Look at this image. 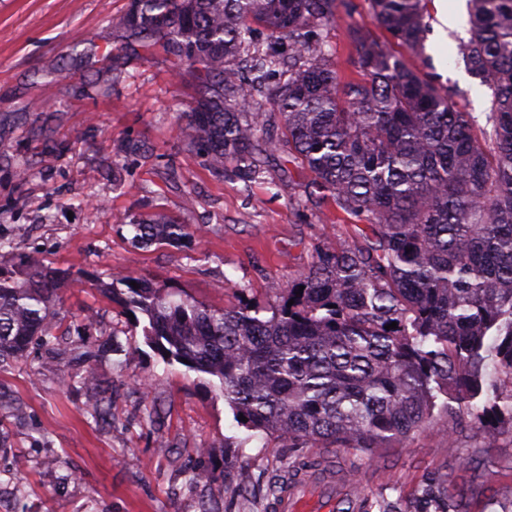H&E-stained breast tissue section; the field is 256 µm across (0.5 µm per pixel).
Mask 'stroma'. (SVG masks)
<instances>
[{"label":"stroma","instance_id":"35a3bbf8","mask_svg":"<svg viewBox=\"0 0 512 512\" xmlns=\"http://www.w3.org/2000/svg\"><path fill=\"white\" fill-rule=\"evenodd\" d=\"M129 2L0 0V272L37 260L68 273L48 325L54 347L0 368V431L9 443L0 452V512H271L278 476L317 455L331 461L346 502L358 496L410 512L426 484L447 476L449 499L464 498L469 512H512V431L490 446L468 417L451 431L438 425L369 451L250 437L222 396L164 361L130 309L105 294L120 272L215 308L244 298L274 306L349 222L332 204H291L307 179L284 175L280 159H267L249 181L216 173L187 147L178 126L194 79L127 38L118 21ZM425 20L426 53L406 54L407 63L482 116L490 93L458 53L468 15L446 27L439 0H428ZM351 27L382 36L369 0H340L322 32L348 77ZM49 96L54 107L41 110ZM23 163L30 172L22 179ZM155 212L201 232L187 247L133 244L129 220ZM89 369L112 402L110 420L85 412L79 385L58 384ZM198 468L208 482L192 483Z\"/></svg>","mask_w":512,"mask_h":512}]
</instances>
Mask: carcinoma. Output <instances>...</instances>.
I'll list each match as a JSON object with an SVG mask.
<instances>
[{
  "mask_svg": "<svg viewBox=\"0 0 512 512\" xmlns=\"http://www.w3.org/2000/svg\"><path fill=\"white\" fill-rule=\"evenodd\" d=\"M370 4L394 42L424 53L425 0ZM335 20L336 0H131L128 36L195 74L186 145L250 179L261 157L281 154L309 174V198L332 199L356 223L315 250L275 307L212 308L119 273L107 292L146 317L147 342L223 396L238 426L290 448H394L437 408L474 416L491 444L498 424L512 425V388L485 375L490 362L512 382V0H470L459 46L490 92L483 125L355 28L357 77H343L320 34ZM260 30L288 41V63L261 49ZM130 227L143 245L201 232L160 213ZM62 280L37 263L0 272V366L52 344ZM86 412L105 420L111 407L94 392ZM413 512H448V478Z\"/></svg>",
  "mask_w": 512,
  "mask_h": 512,
  "instance_id": "obj_1",
  "label": "carcinoma"
}]
</instances>
